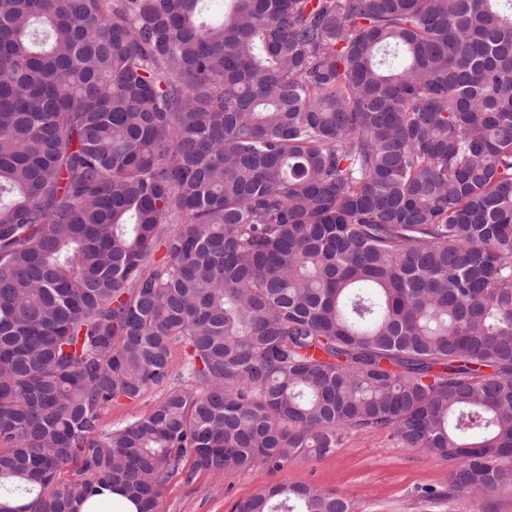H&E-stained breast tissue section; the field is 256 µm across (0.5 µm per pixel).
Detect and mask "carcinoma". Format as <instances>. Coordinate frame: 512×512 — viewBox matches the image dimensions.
Returning a JSON list of instances; mask_svg holds the SVG:
<instances>
[{
    "label": "carcinoma",
    "instance_id": "cac0c4a2",
    "mask_svg": "<svg viewBox=\"0 0 512 512\" xmlns=\"http://www.w3.org/2000/svg\"><path fill=\"white\" fill-rule=\"evenodd\" d=\"M225 2L0 0V512L348 430L512 494V0ZM167 387L155 386L138 401L118 400L101 413L100 428L111 431L119 425L149 414L165 396Z\"/></svg>",
    "mask_w": 512,
    "mask_h": 512
}]
</instances>
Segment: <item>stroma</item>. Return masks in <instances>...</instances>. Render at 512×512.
<instances>
[{"instance_id": "1", "label": "stroma", "mask_w": 512, "mask_h": 512, "mask_svg": "<svg viewBox=\"0 0 512 512\" xmlns=\"http://www.w3.org/2000/svg\"><path fill=\"white\" fill-rule=\"evenodd\" d=\"M166 386L150 389L139 400H118L101 413L109 431L149 414L165 396ZM447 462L408 447L393 433L348 431L330 454L275 470L258 464L246 470L179 475L166 485L160 512H231L233 505L282 480L313 486L350 500L352 512H512V498L492 496L431 502L425 488L448 482Z\"/></svg>"}]
</instances>
